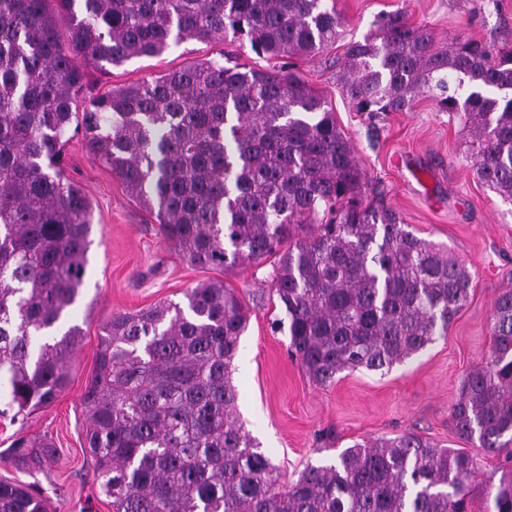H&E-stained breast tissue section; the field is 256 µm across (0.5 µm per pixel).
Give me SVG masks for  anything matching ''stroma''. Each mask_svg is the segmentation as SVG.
Wrapping results in <instances>:
<instances>
[{"label":"stroma","instance_id":"35a3bbf8","mask_svg":"<svg viewBox=\"0 0 512 512\" xmlns=\"http://www.w3.org/2000/svg\"><path fill=\"white\" fill-rule=\"evenodd\" d=\"M335 2L342 21L339 40L298 59L296 69L325 98L350 141L364 173V201L382 198L418 237L447 245L470 271L472 291L447 338L388 374L346 371L334 384L320 387L289 356L287 330L273 326L285 316L270 286L273 259L225 269L220 276L248 313L234 362L237 411L284 485L307 465L333 463L357 442L414 433L444 448L462 447L450 408L464 376L487 358L494 302L512 288V202L478 179L467 129L427 96L407 112L354 111L336 79L345 45L363 39L379 15L398 10L429 28L441 44L460 37L512 46V0ZM222 51L237 54L249 67L271 65L248 43L229 36L210 44L186 41L162 56L134 58L107 71L92 67L89 79L102 92ZM65 161L69 178L82 186L93 208L87 273L67 317L68 324L81 328L82 341L71 358L69 384L51 404L14 420L4 414L0 397V478L41 485L52 512H111L96 490L83 433L82 397L103 328L114 313L183 301L187 289L218 275L188 264L81 139L66 145ZM19 437L52 443V466L41 471L15 464L7 450Z\"/></svg>","mask_w":512,"mask_h":512}]
</instances>
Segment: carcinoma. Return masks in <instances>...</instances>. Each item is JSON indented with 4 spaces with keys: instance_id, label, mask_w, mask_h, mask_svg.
<instances>
[{
    "instance_id": "1",
    "label": "carcinoma",
    "mask_w": 512,
    "mask_h": 512,
    "mask_svg": "<svg viewBox=\"0 0 512 512\" xmlns=\"http://www.w3.org/2000/svg\"><path fill=\"white\" fill-rule=\"evenodd\" d=\"M0 0V380L19 416L69 382L82 329L64 327L86 272L92 207L65 176L82 134L192 265L224 271L276 256L288 354L318 386L382 374L447 337L472 277L447 247L361 198L363 173L326 101L291 67L199 59L90 94L88 66L158 57L230 34L270 59L312 56L341 27L327 0ZM69 30L63 41L60 27ZM344 51L338 81L358 112H405L426 94L460 117L477 176L512 198V49L438 46L402 11ZM287 247H282L283 243ZM184 303L117 313L83 396L97 491L112 512H471L478 456L412 433L344 449L279 483L236 416L232 364L247 314L224 280ZM487 361L462 380L456 435L512 458V289L495 301ZM39 466L49 445L18 438ZM0 512H49L0 479ZM484 512H512V475Z\"/></svg>"
}]
</instances>
